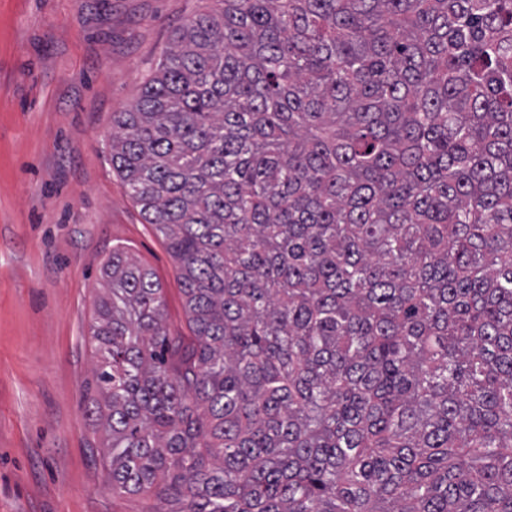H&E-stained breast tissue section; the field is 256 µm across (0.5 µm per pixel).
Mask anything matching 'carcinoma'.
<instances>
[{
  "label": "carcinoma",
  "instance_id": "cac0c4a2",
  "mask_svg": "<svg viewBox=\"0 0 512 512\" xmlns=\"http://www.w3.org/2000/svg\"><path fill=\"white\" fill-rule=\"evenodd\" d=\"M214 2L112 120L192 333L112 248V494L512 512V0Z\"/></svg>",
  "mask_w": 512,
  "mask_h": 512
}]
</instances>
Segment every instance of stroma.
<instances>
[{
    "mask_svg": "<svg viewBox=\"0 0 512 512\" xmlns=\"http://www.w3.org/2000/svg\"><path fill=\"white\" fill-rule=\"evenodd\" d=\"M210 0H0V512H161L113 498L89 342L125 247L189 335L176 261L112 167V115Z\"/></svg>",
    "mask_w": 512,
    "mask_h": 512,
    "instance_id": "1",
    "label": "stroma"
}]
</instances>
